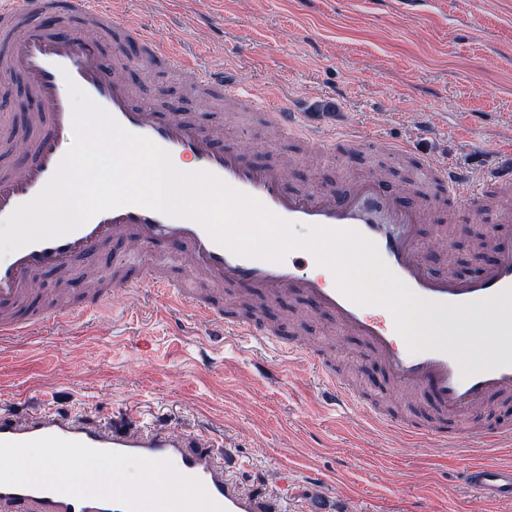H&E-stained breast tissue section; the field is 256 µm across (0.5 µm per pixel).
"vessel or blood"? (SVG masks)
<instances>
[{"mask_svg":"<svg viewBox=\"0 0 512 512\" xmlns=\"http://www.w3.org/2000/svg\"><path fill=\"white\" fill-rule=\"evenodd\" d=\"M38 12L36 0H0V18L26 22L21 36L0 39V54L9 59L13 68L26 74L38 98L43 122L32 160L0 177V219L33 198L65 155L62 143L74 136L65 90V81L70 78L129 132L148 137L168 150L172 158L190 159L193 169L207 171L230 187L256 197L284 220L299 226L362 232L375 241L390 269L422 298L465 304L512 288V234L490 227L497 258L478 275L462 278L452 273H434L422 256L419 226L441 222L439 213L402 207L393 191L373 174L350 181L339 193L326 187L284 192L280 167L253 166L240 153L216 149L209 137L178 116L162 115L150 103L132 105L130 89L102 65L93 42L82 29H72L63 37L51 35L39 26ZM129 36L142 45L145 58L170 59L175 55L174 49L156 39L145 25L130 28ZM182 68L206 90L237 99L243 96L238 84L225 78L223 72L204 70L187 62ZM260 109L271 113L285 134L303 133L312 148H324L323 131L304 125L301 113L275 101L262 103ZM418 171L421 177L440 181L449 191H468V177L461 169L433 157L419 158ZM115 240L143 249L172 245L184 252L205 278L217 284L246 291L257 289L270 300L284 294L307 298L320 311L331 314L345 330L364 337L384 361L396 385L432 392L445 412L479 413L488 394L512 389V337L495 338L492 370L462 376L458 363L445 353H409L399 341L393 320L372 315L357 305L339 289L333 277L309 273V266L315 263L309 252L291 251L278 263L237 256L216 242L200 222L170 218L135 205L100 213L71 233L28 245L0 261V345H7L24 332L14 313L32 293L34 273H65L76 263L93 262ZM150 282L154 290L168 295L217 340L238 336L256 352L267 350L270 338L266 329L252 322L227 319L203 298L172 287L163 278L154 275ZM321 387L330 405L357 410L361 417L402 435L420 433L419 428L388 418L383 411L364 403L332 373L323 374ZM49 435L149 460H170L177 471L198 479L225 512H270L269 497L254 493L237 477L236 455L228 451L217 456L209 435L140 426L126 415L93 423L77 411L45 409L20 416L13 410L0 409V440L28 441ZM461 471L467 486L488 501H512V467L468 462ZM0 512L127 510L113 500H78L38 487L0 486Z\"/></svg>","mask_w":512,"mask_h":512,"instance_id":"b4317fda","label":"vessel or blood"}]
</instances>
